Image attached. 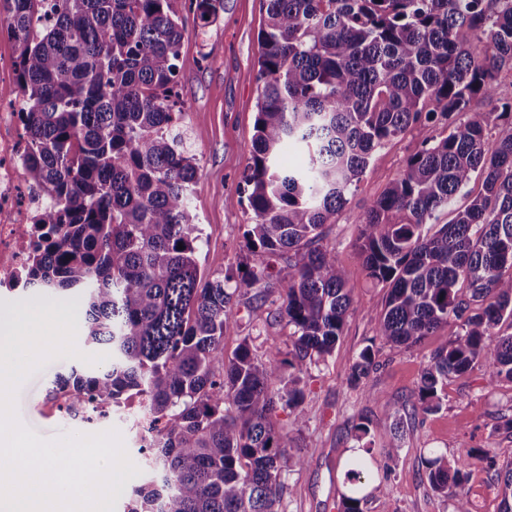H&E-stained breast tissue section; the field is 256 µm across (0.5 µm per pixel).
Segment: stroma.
I'll return each instance as SVG.
<instances>
[{"instance_id":"35a3bbf8","label":"stroma","mask_w":512,"mask_h":512,"mask_svg":"<svg viewBox=\"0 0 512 512\" xmlns=\"http://www.w3.org/2000/svg\"><path fill=\"white\" fill-rule=\"evenodd\" d=\"M182 15L187 33L177 81L186 112L185 143L200 166L190 196L191 209L203 230L200 264L212 273L243 269L248 265L244 233L254 214L239 181L255 134L257 38L265 4L264 0H224L219 19L203 29L196 26L190 10H183ZM417 143L409 132L375 150L347 204L322 228L324 243L334 247L338 264L348 273L352 304L332 355L302 376L303 418L285 410L277 416L293 439L290 456L307 460L301 468L288 466L283 476L286 512H339L346 491L347 459L360 445L378 450L396 419L404 426L403 447L383 483L385 499H372L368 512H453L452 499L434 492L425 480L422 460L433 452L453 458L464 451L470 454L465 489L472 512L499 510V486L487 457L495 455L502 466L512 462V433L500 427L503 418L512 414V381L490 385L483 372L475 369L449 378L438 412L416 417L409 413L429 355L454 338L456 323H448L411 350L380 348V367L366 383L357 388L347 383L351 364L375 335L386 298L385 288L372 283L363 271L357 220L402 172ZM276 269L266 300L237 299L224 337L225 351H233L245 339L260 354L272 346L287 347L288 327L279 313L280 295L288 283L287 261L279 260ZM51 305L78 317L83 314L82 300L76 294L57 300L40 290L0 288V316ZM72 365L67 358L52 360L19 389L18 417L40 437L49 439L60 433L57 422L62 415L50 409L46 393L56 375L68 373ZM362 422L369 432L359 440L355 428ZM68 426L83 434L120 432L129 458L140 470L116 503L118 512H123L134 489L144 482L150 459L125 409L113 410L108 420H72Z\"/></svg>"}]
</instances>
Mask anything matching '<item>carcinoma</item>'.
I'll use <instances>...</instances> for the list:
<instances>
[{
	"mask_svg": "<svg viewBox=\"0 0 512 512\" xmlns=\"http://www.w3.org/2000/svg\"><path fill=\"white\" fill-rule=\"evenodd\" d=\"M17 52L30 182L46 201L24 289L84 298V342L106 365L55 377L68 415L86 421L147 402L138 427L153 476L124 512H285L283 467L291 437L281 409L303 417L300 374L332 353L351 304L348 274L322 243V226L347 202L378 147L411 130L419 146L359 216L366 276L388 289L374 339L417 347L454 321L459 332L428 357L415 416L442 406L452 375L475 368L489 384L512 380V101L497 72L512 66V0H265L258 36L255 138L240 184L255 222L245 231L254 265L240 278L206 274L202 229L189 197L199 165L179 133L186 112L176 81L186 29L181 0H0ZM198 27L224 0H190ZM446 121L438 142L430 123ZM499 122L495 138L491 121ZM306 150L296 169L283 147ZM483 192L454 218L474 174ZM292 269L281 304L288 358L255 353L248 338L228 354L233 299L266 297L269 259ZM373 346L348 383L376 369ZM398 424L381 444L401 450ZM432 490L458 491L467 455L423 461ZM494 468L499 512H512V463ZM341 512H365L375 472L346 462Z\"/></svg>",
	"mask_w": 512,
	"mask_h": 512,
	"instance_id": "1",
	"label": "carcinoma"
}]
</instances>
